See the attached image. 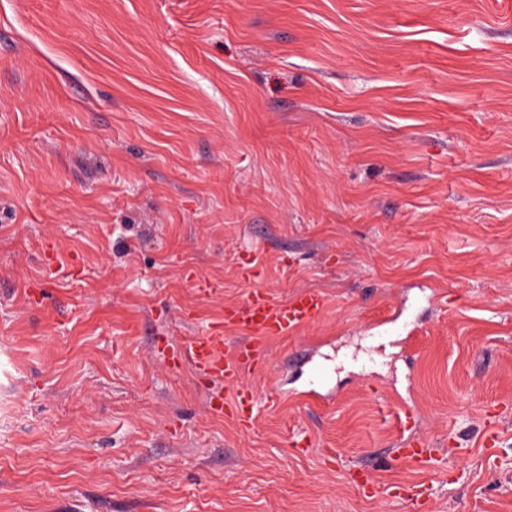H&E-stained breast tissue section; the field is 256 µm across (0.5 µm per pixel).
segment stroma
Instances as JSON below:
<instances>
[{"instance_id":"35a3bbf8","label":"stroma","mask_w":512,"mask_h":512,"mask_svg":"<svg viewBox=\"0 0 512 512\" xmlns=\"http://www.w3.org/2000/svg\"><path fill=\"white\" fill-rule=\"evenodd\" d=\"M247 249L327 305L245 382L333 394L251 431L169 361ZM406 411L439 471L378 463ZM420 481L512 512V18L0 0V512H406Z\"/></svg>"}]
</instances>
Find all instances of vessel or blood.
I'll return each instance as SVG.
<instances>
[{
  "label": "vessel or blood",
  "instance_id": "1",
  "mask_svg": "<svg viewBox=\"0 0 512 512\" xmlns=\"http://www.w3.org/2000/svg\"><path fill=\"white\" fill-rule=\"evenodd\" d=\"M258 275L257 266L251 256H244L239 265V276L250 288L238 303L227 307L218 322L190 339L178 354L179 360L191 362L197 371L222 388L211 394L208 407L216 414L231 413L240 428L256 427L257 400L274 407L287 397L279 386L271 388L264 396H257L251 385L245 384V372L259 373L265 368L266 346L264 341L272 336H288L314 321L326 305L325 296L315 290H306L282 301L262 288L253 287ZM240 329L245 342L230 346L225 334L227 328ZM433 451L425 442L404 437L400 440L399 459L416 469L424 470L430 465Z\"/></svg>",
  "mask_w": 512,
  "mask_h": 512
}]
</instances>
